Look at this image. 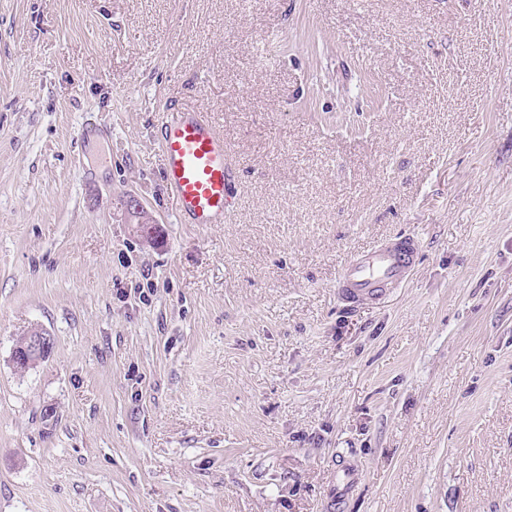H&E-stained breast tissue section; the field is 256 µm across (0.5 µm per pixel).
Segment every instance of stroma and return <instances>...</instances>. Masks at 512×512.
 <instances>
[{
    "instance_id": "1",
    "label": "stroma",
    "mask_w": 512,
    "mask_h": 512,
    "mask_svg": "<svg viewBox=\"0 0 512 512\" xmlns=\"http://www.w3.org/2000/svg\"><path fill=\"white\" fill-rule=\"evenodd\" d=\"M173 100L226 223L175 221ZM343 459L344 512H512V0H0V512H332ZM172 112L158 137L164 157L163 181L180 224H223L230 211L231 172L224 137L201 112ZM121 214L125 224H135L134 232L147 240H153L156 235V221L147 214L141 202L134 196L126 195L120 202ZM418 251V239L408 236L388 239L358 252L338 274L337 296L349 305L379 299L407 281ZM24 336L31 352V358L27 360V364L34 365L42 355L49 353L51 348L50 339L45 331L38 329L31 330ZM359 470L354 466L341 465L336 476V510H341L342 505L350 492L358 483Z\"/></svg>"
}]
</instances>
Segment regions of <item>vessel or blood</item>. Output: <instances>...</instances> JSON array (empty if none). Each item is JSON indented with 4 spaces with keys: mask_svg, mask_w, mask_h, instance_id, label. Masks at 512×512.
<instances>
[{
    "mask_svg": "<svg viewBox=\"0 0 512 512\" xmlns=\"http://www.w3.org/2000/svg\"><path fill=\"white\" fill-rule=\"evenodd\" d=\"M163 181L176 219L182 224H220L230 211L231 172L224 160V139L202 113L175 112L161 124ZM419 251L417 238L398 237L357 253L336 279V294L346 304L379 299L405 283ZM360 473L343 465L336 477V502L344 504Z\"/></svg>",
    "mask_w": 512,
    "mask_h": 512,
    "instance_id": "1",
    "label": "vessel or blood"
}]
</instances>
